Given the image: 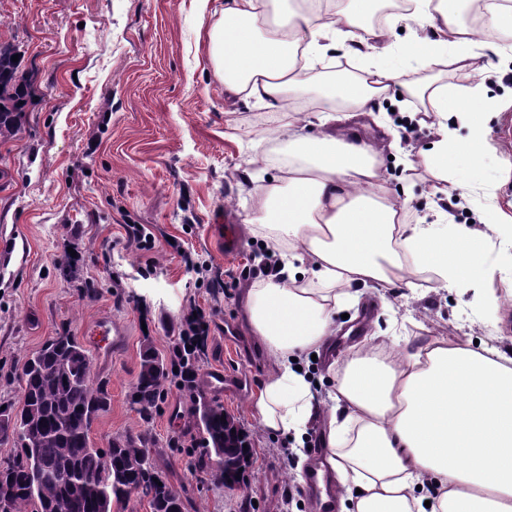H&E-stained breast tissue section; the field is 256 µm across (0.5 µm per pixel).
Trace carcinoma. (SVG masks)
<instances>
[{
  "label": "carcinoma",
  "instance_id": "cac0c4a2",
  "mask_svg": "<svg viewBox=\"0 0 512 512\" xmlns=\"http://www.w3.org/2000/svg\"><path fill=\"white\" fill-rule=\"evenodd\" d=\"M10 43L0 44V143L23 131L31 76L12 61ZM192 338H177L165 356L145 337L140 369L130 392L146 419L167 394L166 382L190 394L205 451L195 467L214 484L238 485L248 468L241 429L224 405L209 399L198 379L204 348H185ZM19 404L0 409V440L14 442L13 456L0 464V512H110L112 501L132 491L152 493L158 512H187L182 498L149 461L145 437L116 439L96 448L90 432L110 406L105 384L95 381L92 360L77 337L64 331L24 361Z\"/></svg>",
  "mask_w": 512,
  "mask_h": 512
}]
</instances>
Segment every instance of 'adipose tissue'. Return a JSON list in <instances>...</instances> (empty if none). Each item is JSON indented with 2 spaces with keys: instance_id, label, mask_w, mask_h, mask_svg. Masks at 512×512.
<instances>
[{
  "instance_id": "ef3b65f1",
  "label": "adipose tissue",
  "mask_w": 512,
  "mask_h": 512,
  "mask_svg": "<svg viewBox=\"0 0 512 512\" xmlns=\"http://www.w3.org/2000/svg\"><path fill=\"white\" fill-rule=\"evenodd\" d=\"M373 2L336 0L326 13L312 0H225L207 33L225 89L288 117L283 177L252 181L279 272L247 291L249 327L275 358L249 407L263 431L292 436L298 449L321 418L339 512H512V352L437 338L395 353L384 339L364 340L338 366L328 402L316 401L311 375L296 368L335 340L336 311L353 286L411 289L413 274L429 269L438 287L465 292L488 273L492 238L512 239L510 201L491 203L480 228L411 224L406 202L382 185L384 142L359 130L401 83L400 64L381 58L354 79L309 84V69L337 43L387 41L399 19L372 25ZM408 2L410 18L436 33L406 50L421 63L478 73L484 52L501 51L489 31L512 33L511 5L494 6L477 29L457 23L449 0ZM415 93L436 128L425 159L442 182H455L460 158L480 161L488 148L484 85L431 82ZM306 95L325 106L315 136L291 113L292 99Z\"/></svg>"
}]
</instances>
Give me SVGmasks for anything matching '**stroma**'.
Returning <instances> with one entry per match:
<instances>
[{
    "mask_svg": "<svg viewBox=\"0 0 512 512\" xmlns=\"http://www.w3.org/2000/svg\"><path fill=\"white\" fill-rule=\"evenodd\" d=\"M211 10L199 0H0V41L16 46L34 75L25 130L0 146L8 171L0 187V402H18L26 358L61 332L92 348L91 331L109 319L127 332L111 362H95L111 404L90 438L109 447L124 436H147L151 458L194 512H313L294 462L292 440L262 431L247 394L221 402L253 450L241 489L213 484L195 471L202 451L193 401L168 384L151 419L132 404L144 338L168 353L183 318L204 312L209 331L201 377L216 368L248 371L253 386L272 358L245 317L248 288L262 280L265 237L256 224L249 177L276 178L285 140L266 139L280 114L258 100L225 91L206 54ZM502 54L487 57L485 98L498 105L487 125L492 145L478 184L512 200V36L491 33ZM396 139L381 155L387 187L407 198L411 220L439 223L446 204L421 154L435 138L414 116L415 97L389 93ZM142 228L143 239L127 232ZM243 243L224 252L225 233ZM359 287L375 302L369 333L406 350L429 337L479 340L512 349V325L473 292ZM95 289L94 298L83 288Z\"/></svg>",
    "mask_w": 512,
    "mask_h": 512,
    "instance_id": "35a3bbf8",
    "label": "stroma"
}]
</instances>
